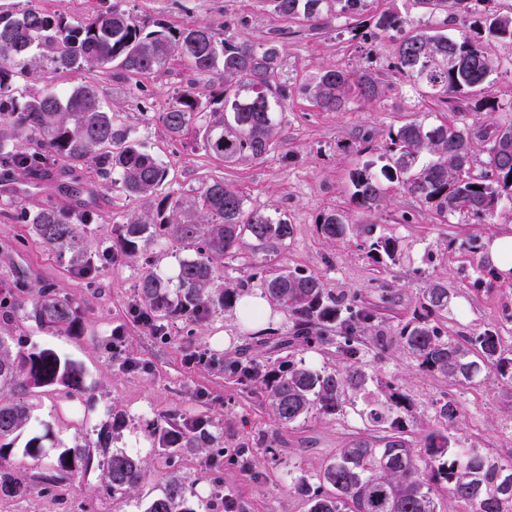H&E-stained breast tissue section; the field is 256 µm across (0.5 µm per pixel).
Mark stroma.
<instances>
[{"label":"stroma","instance_id":"35a3bbf8","mask_svg":"<svg viewBox=\"0 0 512 512\" xmlns=\"http://www.w3.org/2000/svg\"><path fill=\"white\" fill-rule=\"evenodd\" d=\"M108 4L0 0L5 9L32 5L73 23ZM128 7L145 21L173 27L204 22L256 45L269 39L272 30H280L288 104L268 155L227 167L210 157L199 140L168 136L158 114L185 83L178 61L132 79L112 67L43 74L19 81L18 90L48 86L63 93L81 84L95 85L106 109L119 115L167 165L169 189L187 193L203 181L221 178L243 192L247 208L286 215L293 226L287 247L268 255L254 251L251 244L240 245L225 255L215 287L239 282L254 267L319 276L326 288L348 296L374 316L371 327L359 333L370 380L336 415L314 412L294 424H278L259 393L225 374V360L244 354L271 363L287 355L309 366L341 371L346 362L335 345H280V337L291 335L294 319L276 307L260 327L241 320L236 310L220 309L204 323L176 318L156 332L134 311L140 263L118 254L94 278H85L47 253L27 226L9 217L19 208L93 211L96 219L87 229L84 246L94 254L117 245L119 225L131 214L150 210L149 202L107 188L91 167L77 174L83 188L77 196L59 191L61 176L55 169L38 179L26 174L0 179V298L27 302L32 290L50 286L72 298L80 315L78 328L69 333L52 335L22 318L10 328L12 336L65 354L85 373L83 397L36 394L34 417L50 425L55 443L94 445L106 429L112 433V447L147 462L140 485L128 496L112 497L104 490L99 469L48 489L42 482L48 460L16 457L17 471L30 491L20 499L0 497V512H45L49 507L54 512H142L173 474L191 494L196 512H225L229 500L235 512H307L304 497L290 489L291 480L316 482L320 468L338 448L360 435H385L388 424L375 423L369 412L380 407L384 391L392 387L409 398L402 432L413 443L444 428L462 446L512 460V382L491 369L474 383L456 384L420 367L397 336L419 309L423 288L443 282L449 304L435 320L441 334L457 339L491 330L512 353V278L493 275L484 257L485 240L512 233V211L501 210L482 224L463 213L443 217L396 183L389 185L379 209H360L350 200L351 172L383 154L389 130L427 112L461 125L511 117L512 43L495 45V71L480 92L495 102V112H455L399 71L394 32L369 42L355 40L345 19L321 28L289 22L273 13L269 0H130ZM333 65L371 67L382 82V93L350 98L338 112L317 109L303 88L322 68ZM333 209L350 212L352 223L365 226V233L340 242L324 237L317 220ZM383 237L397 239L400 251L395 260L378 263L371 257V244ZM443 400L459 407L460 417L453 424L435 414ZM168 414L203 420L209 433L222 438L223 454L207 448L156 452L149 427ZM262 436L269 438V445L259 444Z\"/></svg>","mask_w":512,"mask_h":512}]
</instances>
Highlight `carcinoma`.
I'll use <instances>...</instances> for the list:
<instances>
[{
	"mask_svg": "<svg viewBox=\"0 0 512 512\" xmlns=\"http://www.w3.org/2000/svg\"><path fill=\"white\" fill-rule=\"evenodd\" d=\"M276 16L303 21L312 27L341 16L348 21L351 39L400 31L397 47L400 71L440 101H458L474 109L494 111L495 104L474 98L495 70L491 45L512 42V16L498 13L493 0H414L429 14H444L438 30H405L407 20L393 10L369 14L368 0H270ZM483 9L475 10V4ZM468 24L470 34L455 38L443 28ZM179 60L195 78L176 92L159 113L168 135L180 139L194 132L205 151L231 166L270 152L275 130L287 110L288 79L276 38L254 45L232 35H221L206 23L154 29L123 7V0L92 14L77 24L42 9L0 10V168L37 173L50 164H61V173L72 176L88 162L97 165L104 179L127 196L156 201L155 211L134 214L120 225L119 244L128 257L140 258L161 236L182 245L188 254L179 260L174 274L146 261L136 284L138 313L158 322L186 318L201 323L219 309L233 307L238 288L209 291L224 254L250 238L266 252L277 253L288 245L292 225L284 215H269L246 208L241 191L222 179L202 182L193 194L158 195L168 179L165 165L131 134L130 129L103 106L99 90L79 85L66 94L39 90L13 95L15 80L31 74L39 61L54 74L83 67L115 66L126 76L145 75ZM220 81L221 92H199L196 77ZM382 91L372 69L324 68L305 95L319 109L341 110L350 96H378ZM501 127L512 129V119L487 131L461 127L454 122L413 120L388 133L385 163H374L351 175L352 202L375 209L384 202V182L399 183L430 204L437 213H467L486 221L501 206L512 205V146L495 139ZM486 146L484 172L469 175L477 143ZM14 220L27 224L49 253L76 270L92 275L112 260L106 247L97 258L82 246L87 225L95 215L86 210L66 213L54 207L17 210ZM321 233L344 240L360 230L344 211L332 210L318 219ZM372 256L393 261L398 253L394 238L371 244ZM267 300L295 318V333L309 344L334 341L347 361L342 373L307 366L291 359L272 365L255 360H229L224 371L261 393L281 425H291L316 411L334 415L342 409L343 395L358 393L367 385L359 364L358 328L373 320L372 313L346 306L327 292L316 275L283 269L270 276L252 273ZM421 312L399 331L404 348L419 365L437 371L458 384H470L486 363L497 375L512 380V355L501 349L491 330L475 341L443 338L432 316L448 310V287L440 282L423 290ZM22 313L52 333H68L79 323V311L60 292L43 287L30 306L0 303V318L7 324ZM342 323L339 335L327 329ZM62 389L70 397L86 391L83 370L56 350L37 344H13L0 332V496L22 497L29 486L16 474L11 456L32 426V407L26 396ZM402 391L389 393L382 412L373 420L390 421L391 431L379 439L359 437L337 450L317 477V487L304 480L294 489L306 498L307 512H446V498L471 505V512H512V491L503 490L512 478V461L501 462L472 448H463L448 436V429L427 434L418 449L401 432L399 412L407 407ZM50 436L33 434L23 455H46ZM158 450L208 448L216 437L201 420L179 423L163 417L151 428ZM93 462L91 448L76 443L59 448L51 471L43 482L58 481L87 471ZM110 496L134 490L145 475L138 456L115 449L96 462ZM143 512H196L184 484L172 477L162 493L146 504Z\"/></svg>",
	"mask_w": 512,
	"mask_h": 512,
	"instance_id": "obj_1",
	"label": "carcinoma"
}]
</instances>
